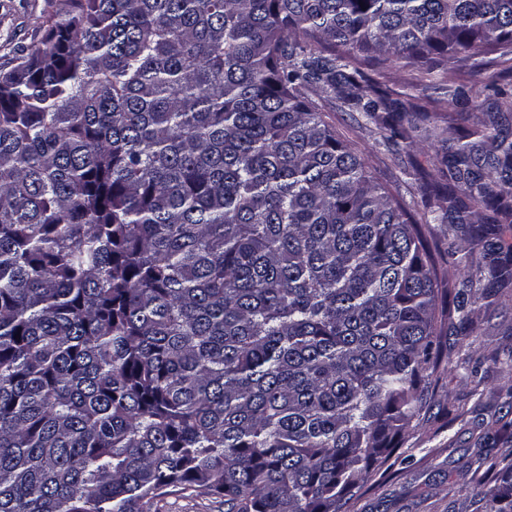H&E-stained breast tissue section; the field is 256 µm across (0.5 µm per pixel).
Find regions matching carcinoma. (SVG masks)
Returning <instances> with one entry per match:
<instances>
[{
	"label": "carcinoma",
	"instance_id": "1",
	"mask_svg": "<svg viewBox=\"0 0 512 512\" xmlns=\"http://www.w3.org/2000/svg\"><path fill=\"white\" fill-rule=\"evenodd\" d=\"M63 2L0 69V512H346L472 280L307 91L402 138L430 113L370 72L512 56V0ZM451 99L488 121L436 155L423 220L512 288V100ZM423 232L429 241H436L443 250L453 253V258L467 260L469 274L472 271L470 270L472 261L473 265L481 261L478 252L469 256V238L461 229L455 230L448 224H429L423 227ZM158 512H225L224 499L200 491L177 492L161 499Z\"/></svg>",
	"mask_w": 512,
	"mask_h": 512
}]
</instances>
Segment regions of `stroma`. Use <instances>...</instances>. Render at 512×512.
Masks as SVG:
<instances>
[{
	"label": "stroma",
	"instance_id": "35a3bbf8",
	"mask_svg": "<svg viewBox=\"0 0 512 512\" xmlns=\"http://www.w3.org/2000/svg\"><path fill=\"white\" fill-rule=\"evenodd\" d=\"M60 5L61 0H0V69L41 39L45 20ZM492 81L512 94V63L475 75L451 59L437 88L420 99L433 110L437 127L454 139L484 114L473 109L456 117L449 90L464 85L481 100ZM318 105L377 181L410 211H423L421 174L433 169L438 139L411 129L394 146L363 113L323 98ZM468 297L469 319L448 331L447 364L433 378L427 408L406 428L386 469L362 484L349 512H484L479 493L493 479L479 470V461H512V289L491 296L479 282Z\"/></svg>",
	"mask_w": 512,
	"mask_h": 512
}]
</instances>
